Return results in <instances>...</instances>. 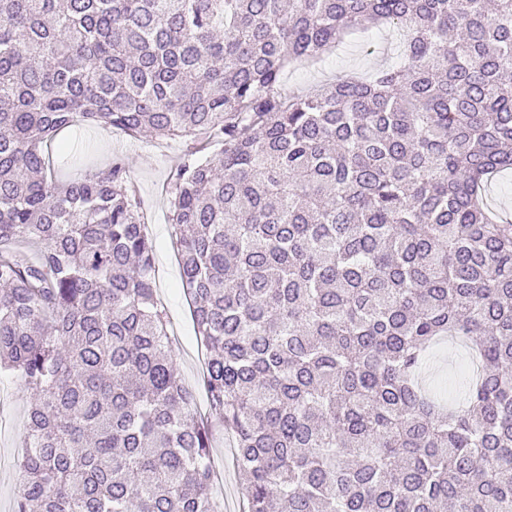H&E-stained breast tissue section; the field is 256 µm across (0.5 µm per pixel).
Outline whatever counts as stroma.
I'll return each instance as SVG.
<instances>
[{
	"mask_svg": "<svg viewBox=\"0 0 512 512\" xmlns=\"http://www.w3.org/2000/svg\"><path fill=\"white\" fill-rule=\"evenodd\" d=\"M402 43V31L392 26L350 34L317 62L290 64L282 76L283 87L290 92L304 93L333 84L337 76L344 74L369 77L380 67L400 64ZM77 142L89 144L92 156L74 158L69 167L56 171L58 183L106 167L120 157L127 156L132 160L128 181L141 202L155 245L154 284L156 298L168 314L169 354L182 381L196 392L198 416L209 418L201 381L205 350L195 337L190 301L182 289L174 228L168 220L166 199L176 163L190 149L191 142L187 139L159 143L148 138L134 140L117 131L106 133L84 124L72 132L61 131L53 146L67 149ZM469 364L461 343H442L430 354L421 382L440 393L457 397L468 377ZM30 399L31 391L23 380L0 376V512H14L18 480L16 462L24 450ZM211 444L212 465L221 475L213 487L214 494L222 502L224 512H241L242 482L234 468L223 427H213Z\"/></svg>",
	"mask_w": 512,
	"mask_h": 512,
	"instance_id": "obj_1",
	"label": "stroma"
}]
</instances>
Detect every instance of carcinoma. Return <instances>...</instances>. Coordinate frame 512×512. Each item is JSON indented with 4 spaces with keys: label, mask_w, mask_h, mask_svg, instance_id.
<instances>
[{
    "label": "carcinoma",
    "mask_w": 512,
    "mask_h": 512,
    "mask_svg": "<svg viewBox=\"0 0 512 512\" xmlns=\"http://www.w3.org/2000/svg\"><path fill=\"white\" fill-rule=\"evenodd\" d=\"M390 25L403 63L287 94ZM512 0H0V370L32 392L15 512H221L124 161L78 122L188 138L169 191L241 512H512ZM458 337L464 405L419 388ZM487 201L494 212L512 217V170L493 177L487 188Z\"/></svg>",
    "instance_id": "1"
}]
</instances>
